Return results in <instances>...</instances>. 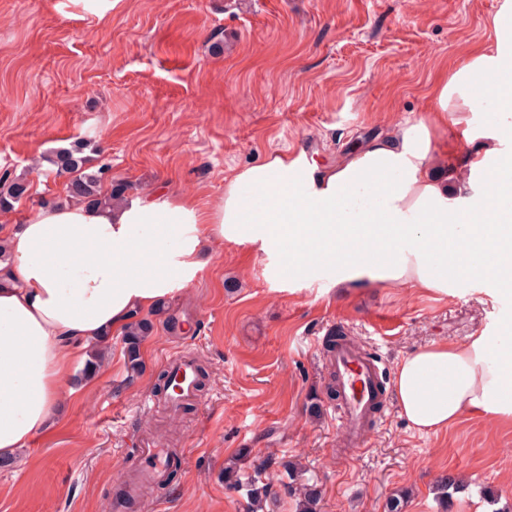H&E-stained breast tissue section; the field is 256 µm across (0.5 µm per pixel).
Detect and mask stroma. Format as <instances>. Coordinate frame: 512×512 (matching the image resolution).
<instances>
[{"label":"stroma","mask_w":512,"mask_h":512,"mask_svg":"<svg viewBox=\"0 0 512 512\" xmlns=\"http://www.w3.org/2000/svg\"><path fill=\"white\" fill-rule=\"evenodd\" d=\"M503 0H0V173L27 195L0 214L23 223L67 194L44 155L87 141L93 165L143 193L216 203L232 170L275 152L340 162L367 139L423 117L448 66L485 42ZM321 275L273 285L264 259L224 242L197 281L149 317L142 369L120 340L94 386L49 432L0 464V512H112L116 472L145 441L177 451L180 475L138 512H250L224 482L271 483L264 512H295L279 481L321 490L318 512H512V420L472 414L424 434L392 386L400 359L439 343L512 334V285L477 276L438 294ZM342 329L385 366L384 406L363 448L344 446L325 339ZM193 352L206 386L177 414L143 408L167 355ZM458 478L448 502L435 483Z\"/></svg>","instance_id":"obj_1"}]
</instances>
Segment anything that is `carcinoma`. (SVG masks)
Returning <instances> with one entry per match:
<instances>
[{
  "instance_id": "carcinoma-1",
  "label": "carcinoma",
  "mask_w": 512,
  "mask_h": 512,
  "mask_svg": "<svg viewBox=\"0 0 512 512\" xmlns=\"http://www.w3.org/2000/svg\"><path fill=\"white\" fill-rule=\"evenodd\" d=\"M88 143H77L70 149H59L46 157V161L54 168L57 176L70 179V198L89 204L91 206H107L123 198L129 190L124 182H114L107 193L101 192L106 168L90 166L89 159L84 155ZM28 192V182L25 178L16 176L0 178V209L10 210ZM153 324L145 317H134L129 330L123 338L125 358L129 370L135 372L141 366L140 346L143 338L151 335ZM295 469L288 468V481L282 483L289 495L299 494V512H316L317 504L321 498V490L312 484L300 489L294 487ZM235 484L246 490L250 505L256 509L263 506L267 499L268 487L252 480L242 483L240 478L234 479Z\"/></svg>"
}]
</instances>
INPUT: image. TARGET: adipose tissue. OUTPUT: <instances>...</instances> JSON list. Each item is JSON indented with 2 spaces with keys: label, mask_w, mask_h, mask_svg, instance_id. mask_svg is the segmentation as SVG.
<instances>
[{
  "label": "adipose tissue",
  "mask_w": 512,
  "mask_h": 512,
  "mask_svg": "<svg viewBox=\"0 0 512 512\" xmlns=\"http://www.w3.org/2000/svg\"><path fill=\"white\" fill-rule=\"evenodd\" d=\"M489 39L430 91L428 113L368 140L331 167L275 154L226 177L204 207L165 188L91 208L64 201L0 226V460L49 431L91 348H108L134 314L194 283L212 246L262 256L273 279L302 286L317 270L337 283L369 278L447 293L473 274L512 273V0ZM486 113L474 127V113ZM466 144L447 178L432 170L437 132ZM401 412L440 432L463 415L512 418V337L479 336L405 355Z\"/></svg>",
  "instance_id": "adipose-tissue-1"
}]
</instances>
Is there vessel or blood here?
I'll use <instances>...</instances> for the list:
<instances>
[{"label": "vessel or blood", "mask_w": 512, "mask_h": 512, "mask_svg": "<svg viewBox=\"0 0 512 512\" xmlns=\"http://www.w3.org/2000/svg\"><path fill=\"white\" fill-rule=\"evenodd\" d=\"M165 362L167 372L180 381L179 402L196 400V363L192 354L179 351L166 357ZM329 367L336 383L337 427L354 447H364L375 409L381 402L378 362L359 348L343 342L331 355ZM169 454V449L148 443L139 448L137 457L141 467L138 477L126 484L123 499L114 501L115 512H126L129 503L143 497L145 486L160 478L162 465Z\"/></svg>", "instance_id": "1"}]
</instances>
